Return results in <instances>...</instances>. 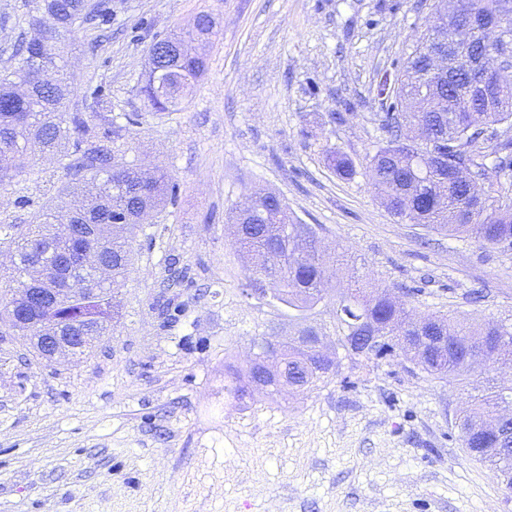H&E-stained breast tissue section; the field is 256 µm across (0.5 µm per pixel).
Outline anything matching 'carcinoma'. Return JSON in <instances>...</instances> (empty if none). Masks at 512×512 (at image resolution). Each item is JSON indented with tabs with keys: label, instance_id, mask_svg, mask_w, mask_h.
I'll list each match as a JSON object with an SVG mask.
<instances>
[{
	"label": "carcinoma",
	"instance_id": "carcinoma-1",
	"mask_svg": "<svg viewBox=\"0 0 512 512\" xmlns=\"http://www.w3.org/2000/svg\"><path fill=\"white\" fill-rule=\"evenodd\" d=\"M37 19L43 40H29L20 50L18 66L0 78V186L23 172L28 150L37 147L55 154L74 180L85 183L81 197L69 211L61 214L47 201L32 214L27 232L16 231L14 224H0V250L19 255L9 276L10 292L18 288L22 274L41 257L56 263L68 254L96 252L107 261L112 282L125 276L138 225L155 212L164 199L176 197L177 186L166 172L142 175L126 160V134L138 123L139 114H127L125 123L103 118L91 126L81 112L67 111L70 94L64 57L57 45L58 36L71 33L75 26L96 22L110 24V7L101 2L90 8L85 0H36ZM464 14L490 37L491 28L512 12V0H463ZM197 30L187 34L173 32L166 40L176 53L165 63V71L149 74L141 87L145 107L154 111L174 109L192 95L206 70L205 58L195 50V42L208 31L209 15L197 16ZM445 32L432 26L406 59L402 78L396 79L387 112L380 115L384 132L372 156L369 181L387 209L394 215H407L416 224L452 236L473 237L482 245L512 251V204L495 209L475 207L468 181L456 175L459 165L470 167L475 177L489 179L483 144L496 139L495 168L507 176L512 171V137L499 133V127L512 128V83L499 86L489 102L458 105L456 86L448 80L426 77L424 56L430 44ZM34 57L45 59L41 71L27 68ZM330 165L343 179L355 175L350 160L342 155ZM239 210L247 219L233 224L235 245L261 261L252 269L250 280L264 278L276 290V299L298 308H310L326 297V270L304 253L318 250L316 230L298 223L275 194L248 196ZM306 235L301 250L284 248L282 233ZM82 283L89 292L81 294L71 306L48 314V319L63 325L73 336L89 322L102 336L118 311L111 282L84 280L81 271L63 266L58 270L57 288ZM185 303L172 298L158 310L160 328L181 320ZM337 345L347 354L376 363H389L408 351V345L423 347L418 366L429 375L466 377L476 366L512 368V324L487 320L471 328L445 315L414 317L404 304L387 291L364 287L350 289L336 306ZM383 330L393 337L389 346L363 349L355 337ZM282 356L299 378L288 382V393L314 390L329 382L340 360L325 362L294 338L281 345ZM259 373L248 371V382L236 377L224 384L233 399L246 395ZM504 403L512 405V384L492 386L470 397L459 413L458 428L467 450L500 472L506 488L512 489V450L496 452L498 438L469 435L474 428L493 419Z\"/></svg>",
	"mask_w": 512,
	"mask_h": 512
}]
</instances>
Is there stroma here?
<instances>
[{"label":"stroma","instance_id":"1","mask_svg":"<svg viewBox=\"0 0 512 512\" xmlns=\"http://www.w3.org/2000/svg\"><path fill=\"white\" fill-rule=\"evenodd\" d=\"M432 0H112L107 29L62 34L69 110L141 113L127 158L166 170L178 198L138 230L116 287L120 306L87 355L45 362L0 320V512H512V489L463 448L455 416L512 369L460 381L422 373L412 356L342 358L325 386L228 398L257 337L314 328L336 350V302L354 267L364 285L401 296L418 316L512 321V251L398 222L367 176L387 102L380 74L404 61L432 22ZM35 0H0V73L36 33ZM215 20L192 98L145 112L139 87L151 43L199 13ZM341 153L356 174L328 159ZM57 158L0 187V222L28 224L20 197L69 199ZM272 192L320 237L328 294L298 311L247 298L253 261L233 242L235 209ZM189 269L181 320L161 329L170 258Z\"/></svg>","mask_w":512,"mask_h":512}]
</instances>
